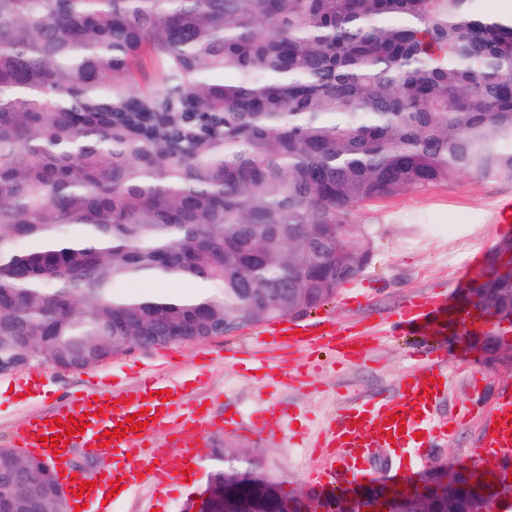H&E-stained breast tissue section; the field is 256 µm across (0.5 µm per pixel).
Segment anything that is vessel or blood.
Listing matches in <instances>:
<instances>
[{"mask_svg":"<svg viewBox=\"0 0 512 512\" xmlns=\"http://www.w3.org/2000/svg\"><path fill=\"white\" fill-rule=\"evenodd\" d=\"M397 327L400 332L416 335L431 327L438 335H445L448 309L442 302H408L400 311ZM368 342L365 330L358 326L279 320L260 331L258 345L266 350L294 347L306 352V364L282 365L257 357L253 366L261 381L284 385L299 379L306 366L319 365L322 356L334 353L346 361L362 359ZM449 382L446 358L436 351L429 360L401 376L393 398L347 400L321 439L328 457L311 473V480L329 492L344 491L375 477L370 465L375 449L393 446L406 453L448 439L453 426L436 422L435 413L439 401L448 393ZM181 394V388L165 387L153 377L143 378L118 394L107 390L78 393L57 409L56 421L48 422L41 416L29 418L16 443L48 460L60 474L67 472L74 449H82L90 456L111 457L112 468L91 474V488L82 497L72 498V505L93 501L102 488L143 484L157 490L173 481L176 472L189 469L198 456L197 446L176 448L169 441H160L161 436L173 433L174 410ZM140 411L145 414L146 427L120 439L104 440V432L113 431L120 422ZM84 414L89 417L85 431L71 436L61 444L60 455H53L48 440L59 432L58 419ZM484 428L486 443L479 463L495 480L512 478V470L504 465L505 460H512V388L505 389L485 414Z\"/></svg>","mask_w":512,"mask_h":512,"instance_id":"1","label":"vessel or blood"}]
</instances>
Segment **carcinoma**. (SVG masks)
<instances>
[{
    "mask_svg": "<svg viewBox=\"0 0 512 512\" xmlns=\"http://www.w3.org/2000/svg\"><path fill=\"white\" fill-rule=\"evenodd\" d=\"M478 0H0V364L79 369L245 318L306 314L368 265L357 213L461 174L512 178V18ZM230 74L232 80H217ZM512 315V255L491 257ZM201 281L164 298L124 282ZM212 512H286L272 472L209 452ZM0 448V502L54 472ZM410 512H471L451 471Z\"/></svg>",
    "mask_w": 512,
    "mask_h": 512,
    "instance_id": "1",
    "label": "carcinoma"
}]
</instances>
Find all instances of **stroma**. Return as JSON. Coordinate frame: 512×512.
Returning <instances> with one entry per match:
<instances>
[{"mask_svg":"<svg viewBox=\"0 0 512 512\" xmlns=\"http://www.w3.org/2000/svg\"><path fill=\"white\" fill-rule=\"evenodd\" d=\"M512 199V179L463 175L445 186L401 195L362 208L356 221L370 241L372 259L363 274L344 285L335 299L313 311L316 319L365 325L378 336L368 355L353 363L324 364L314 390L302 386L275 387L255 378L248 364L227 360L230 351L249 347L254 327L205 341L135 348L80 370L26 365L0 375V447H9L26 418L57 408L66 395L96 378L115 389L131 386L138 376L156 375L187 387L188 405H204L211 418L237 415V428L214 429L183 442L197 440L199 454L191 480L172 482L162 493L146 486L112 498V512H185L205 489L212 447L225 444L262 462L296 494L312 491L308 473L318 432L335 416L345 396L391 397L409 366L407 353L428 354L438 348L447 355L451 383L437 413L457 418V428L443 446L430 449V460L454 465L470 458L484 443L482 414L500 390L512 384V359L485 363L480 353L463 351L452 336L392 335L405 303L420 298L443 299L456 305L462 289L486 268L487 260L512 226L495 223L496 205ZM42 375L38 388L22 385L29 374ZM278 402L288 407L282 422L259 427L258 416Z\"/></svg>","mask_w":512,"mask_h":512,"instance_id":"stroma-1","label":"stroma"}]
</instances>
